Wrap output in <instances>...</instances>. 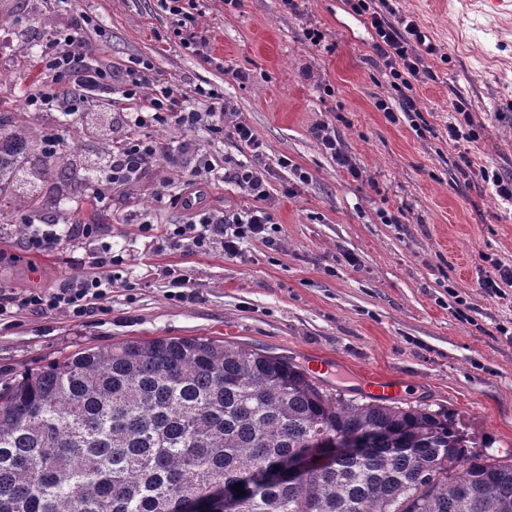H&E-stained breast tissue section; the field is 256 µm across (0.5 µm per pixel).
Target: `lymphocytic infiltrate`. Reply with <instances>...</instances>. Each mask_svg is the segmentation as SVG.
<instances>
[{
	"instance_id": "obj_1",
	"label": "lymphocytic infiltrate",
	"mask_w": 512,
	"mask_h": 512,
	"mask_svg": "<svg viewBox=\"0 0 512 512\" xmlns=\"http://www.w3.org/2000/svg\"><path fill=\"white\" fill-rule=\"evenodd\" d=\"M163 11L176 18L174 34L184 48L205 57L208 56L210 40L205 32L199 31L196 20L205 14L209 0H158ZM354 12L367 17L377 35L375 50L386 76L393 80L397 92L394 104L378 102L385 118L392 123L400 117L417 112L418 104L414 83L421 71L422 58L415 45L422 40L417 23L407 19L391 21L387 0H352ZM92 16L82 15L74 28L52 35L50 50L43 55L40 65L46 81L42 87L31 93L26 104L34 111L77 112L88 94L104 95L114 87H121L129 98L142 96L145 87L153 92L147 97L140 113L133 119L135 126L148 123L162 125L173 123L184 129L201 126L215 133L224 130V101L216 91L205 86L194 90L196 99L208 102L206 111H199L175 96L170 88H154L152 67L118 71L102 62L90 49L83 37L85 30L95 28ZM232 134L245 142L252 150V159L223 170L216 169L208 156H199L197 166L207 173H220L223 180L233 182L257 204L242 213L225 218L204 208L199 196H188L184 207L193 210L194 218L185 224H178L171 230L169 238L173 243L190 249H203L211 244H221L228 259L240 257L242 247L254 239L270 240L272 218L266 208L260 207L266 189L259 172L263 160L264 146L252 127L245 121H237ZM168 154L167 147L150 138H127L112 147V156L107 162L106 179L112 184H123L138 179L159 163ZM101 228L96 224H73L66 233H59L54 225H32L26 239L27 250L43 252L56 248L63 238L99 239ZM116 261L112 247L101 242L91 256L92 264L101 274L92 279L75 280L63 287L49 291L33 289L21 292L0 291V316L10 314L14 309H28L39 313L60 311L75 318L91 314L100 301L106 300L112 288V267Z\"/></svg>"
}]
</instances>
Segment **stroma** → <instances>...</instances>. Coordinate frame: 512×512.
<instances>
[{
	"mask_svg": "<svg viewBox=\"0 0 512 512\" xmlns=\"http://www.w3.org/2000/svg\"><path fill=\"white\" fill-rule=\"evenodd\" d=\"M413 19L429 50V77L415 85L420 112L389 123L376 104L391 100L369 25H351L348 0H212L199 19L216 69L172 37L173 19L157 0H0V113L31 144L77 128L73 158L91 181L113 142L125 139L139 103L115 91L80 112H36L26 105L32 82L19 59L26 41L48 49L51 32L84 13L98 30L85 37L114 69L150 63L157 85L192 96L197 85L224 95L225 126L246 121L265 146L262 205L277 228L275 245L245 243L228 260L220 245L195 251L166 243L190 212L175 197L199 155L218 165L250 160L231 134L175 125L135 129L170 147L173 162L144 178L106 189L83 205L82 224L104 228L119 263L110 299L74 319L16 310L0 319V379L89 346L131 339L211 336L292 358L344 398L367 395L365 374L395 380L396 401L444 408L476 446L512 458V296H487L478 285L481 254L512 267V204L491 184L466 175L489 167L512 178V0H389ZM324 38L313 45L307 29ZM464 104L478 134L459 146L448 138L454 105ZM325 124L358 168L339 167L314 137ZM307 181H300L299 173ZM207 208L232 218L254 200L235 184L201 183ZM18 195L0 215V290L57 288L90 277L97 241L64 240L31 252L18 224ZM152 231H145L144 221ZM189 280L192 296L170 298V273ZM467 319H458L457 305Z\"/></svg>",
	"mask_w": 512,
	"mask_h": 512,
	"instance_id": "obj_1",
	"label": "stroma"
}]
</instances>
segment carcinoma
Listing matches in <instances>:
<instances>
[{"label":"carcinoma","mask_w":512,"mask_h":512,"mask_svg":"<svg viewBox=\"0 0 512 512\" xmlns=\"http://www.w3.org/2000/svg\"><path fill=\"white\" fill-rule=\"evenodd\" d=\"M0 114L5 187L53 181L19 226L79 211L62 148L31 151ZM367 437L293 480L320 438ZM242 486L232 512H512V460L473 446L445 410L344 399L289 358L210 336L129 340L50 360L0 386V512H191Z\"/></svg>","instance_id":"obj_1"}]
</instances>
